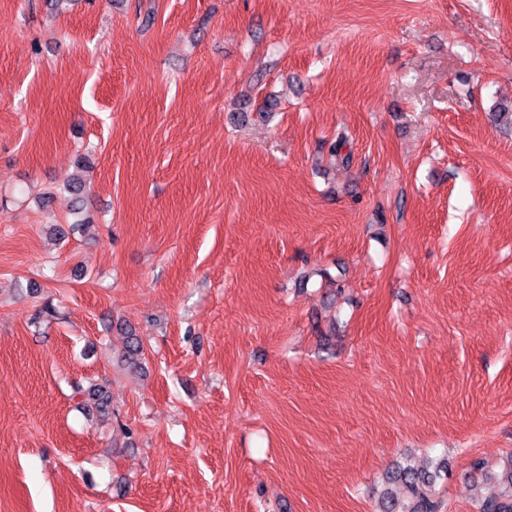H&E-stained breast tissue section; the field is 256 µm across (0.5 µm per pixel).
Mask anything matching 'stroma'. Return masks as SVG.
<instances>
[{
    "label": "stroma",
    "instance_id": "35a3bbf8",
    "mask_svg": "<svg viewBox=\"0 0 512 512\" xmlns=\"http://www.w3.org/2000/svg\"><path fill=\"white\" fill-rule=\"evenodd\" d=\"M52 2L0 0V512H379L428 459L476 512L512 453V0Z\"/></svg>",
    "mask_w": 512,
    "mask_h": 512
}]
</instances>
